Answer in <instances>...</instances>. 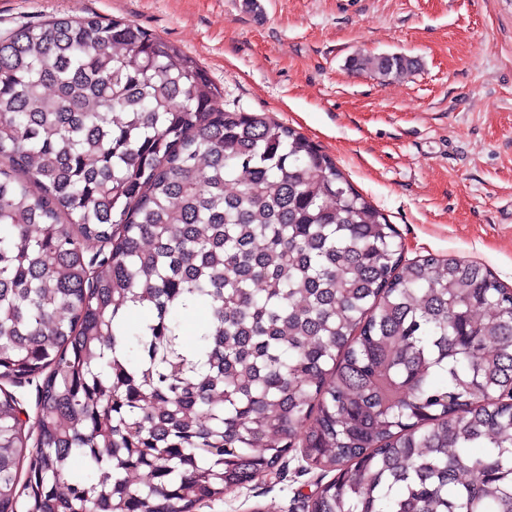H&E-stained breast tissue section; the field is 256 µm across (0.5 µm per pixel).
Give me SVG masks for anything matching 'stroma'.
Wrapping results in <instances>:
<instances>
[{"instance_id": "stroma-1", "label": "stroma", "mask_w": 512, "mask_h": 512, "mask_svg": "<svg viewBox=\"0 0 512 512\" xmlns=\"http://www.w3.org/2000/svg\"><path fill=\"white\" fill-rule=\"evenodd\" d=\"M0 0V32L132 21L195 58L221 108L266 114L333 159L405 259L454 254L512 287V0ZM402 53L379 80L355 54ZM327 478L299 449L199 512H306Z\"/></svg>"}]
</instances>
